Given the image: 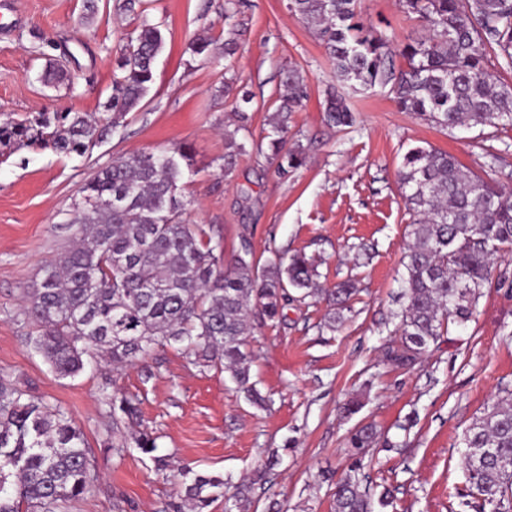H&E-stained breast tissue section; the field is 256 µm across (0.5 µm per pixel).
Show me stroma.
<instances>
[{"label": "stroma", "instance_id": "obj_1", "mask_svg": "<svg viewBox=\"0 0 512 512\" xmlns=\"http://www.w3.org/2000/svg\"><path fill=\"white\" fill-rule=\"evenodd\" d=\"M241 2L247 33L233 70L256 109L247 152L232 173L222 169L233 110L224 63L192 52L201 38L223 43L224 0H149L164 46L149 95L113 136L81 156L23 146L0 162V377L60 406L82 429L96 481L70 512H171L178 470L237 480L261 466L266 478L241 512H334V483L354 464L348 436L368 423L378 438L358 477L370 493L392 490L386 512H474L462 440L474 418L512 396V288L485 289L472 319L450 325L414 364L387 359L398 340L393 314L412 220L398 171L408 148L429 145L483 179L504 181L512 172V127L442 129L401 111L379 87L347 92L354 126H328L325 91L336 78L314 28L289 11L288 0ZM118 4L99 0L87 21L83 0H13L12 13L0 16L9 26L0 33V124L36 112H103L118 52L141 24ZM359 17L396 44L424 33L400 0H360ZM65 48L83 66L79 77L44 82L49 60ZM290 69L308 96L288 120V139L302 143L307 158L283 180L273 167L257 166L256 147ZM180 148L192 158L181 182L185 219L211 225L225 259L245 236L259 258L305 254L320 287L358 281L338 329L328 328L329 309L318 296L288 305L277 325L255 327L246 349L252 380L269 399L264 409L224 369L193 364L176 344L156 348L143 365L91 362L61 377L28 342L37 327L24 290L68 244L84 183L115 156ZM243 187L251 194L244 208L237 203ZM116 392L136 404V419L113 423L107 399ZM352 398L362 408L342 417ZM142 431L155 437V455L136 448ZM158 455L169 458L167 472H156Z\"/></svg>", "mask_w": 512, "mask_h": 512}]
</instances>
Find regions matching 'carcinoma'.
Wrapping results in <instances>:
<instances>
[{
	"mask_svg": "<svg viewBox=\"0 0 512 512\" xmlns=\"http://www.w3.org/2000/svg\"><path fill=\"white\" fill-rule=\"evenodd\" d=\"M421 21L424 37L393 46L384 35L358 21L359 0H290V11L314 27L333 60L336 79L357 92L388 89L405 112L434 125L512 126V86L485 66L494 53L512 67V0H401ZM238 0H224V86L235 82L231 61L245 28L237 19ZM119 9L142 18L137 34L117 60L112 98L97 118L82 112H39L23 122L0 126V146L40 144L71 155L117 131L139 107L154 83V65L163 46L161 29L150 23L144 0H122ZM403 60L396 65L395 58ZM286 93L275 107L267 147L257 154L286 179L306 160L301 144H287L288 116L307 97L296 71H288ZM250 91H238L233 129L226 131L224 173L229 174L250 134ZM325 120L351 127L356 116L337 91L326 96ZM187 150L133 154L112 159L82 188L73 205L71 243L49 263L41 280L27 289V313L40 327L30 343L61 377H74L86 359L105 354L116 367L145 358L157 346L179 343L192 363H219L249 400L264 398L250 383L246 338L255 319L276 323L298 299L322 292L310 259L285 261L276 251L256 258L240 238L230 266L221 243L206 224L183 219L181 194ZM400 185L414 219L413 243L405 268L397 332L387 350L398 365L416 362L451 323L469 321L483 290L512 282L504 268L493 274L494 257L512 252V187L490 183L464 170L455 158L417 145L403 156ZM356 282L346 279L328 291L341 322ZM115 421L134 419L137 408L125 396L109 398ZM370 425L356 428L350 447L362 455L375 442ZM464 467L479 512H512V399H500L475 418L464 433ZM79 428L60 407L31 396L0 378V512H67L90 494L95 476ZM257 470L238 483L222 474L180 472L181 501L173 512H208L218 500L224 509L242 508ZM335 512H375L390 505V492L376 499L360 490L358 477L336 482Z\"/></svg>",
	"mask_w": 512,
	"mask_h": 512,
	"instance_id": "carcinoma-1",
	"label": "carcinoma"
}]
</instances>
